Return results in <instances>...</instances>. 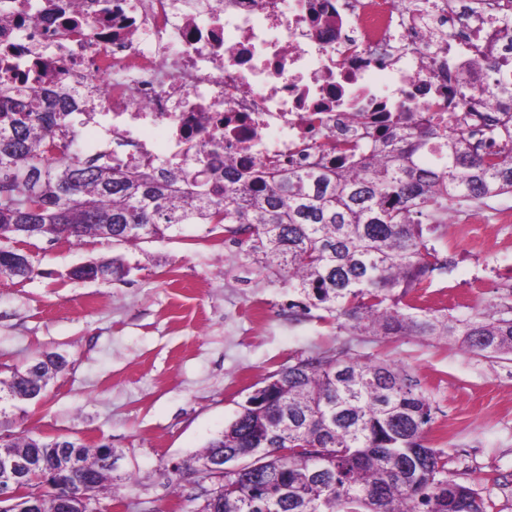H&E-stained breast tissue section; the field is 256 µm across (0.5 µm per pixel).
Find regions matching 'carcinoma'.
Segmentation results:
<instances>
[{
  "mask_svg": "<svg viewBox=\"0 0 512 512\" xmlns=\"http://www.w3.org/2000/svg\"><path fill=\"white\" fill-rule=\"evenodd\" d=\"M71 97L21 88L0 91V273L17 243L87 236L137 245L174 237L184 224H222L237 248L231 268L288 286L290 307L334 319L340 329L384 337H462L487 358L512 355V302L475 306L463 316L415 296L453 256L431 235L448 212L512 195V119H494L488 145L456 132L384 125L380 143L347 169L273 164L243 174L220 169L200 150L198 168L151 161L112 166V152L84 157L70 135L94 113L69 109ZM123 274L116 260L79 269ZM65 363L46 353L26 372L0 381V393L44 388ZM429 397L404 367L316 353L263 381L224 432L173 469L175 486L200 474L207 457L253 466L193 497V512H488L472 488L448 478L451 456L428 445ZM285 448L299 449L288 457ZM40 454L47 466L84 464L80 487H45L36 469L27 486L44 512L59 496L139 484L98 466L100 450L68 448L29 433L0 443L4 453Z\"/></svg>",
  "mask_w": 512,
  "mask_h": 512,
  "instance_id": "1",
  "label": "carcinoma"
}]
</instances>
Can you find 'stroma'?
I'll return each instance as SVG.
<instances>
[{
    "label": "stroma",
    "mask_w": 512,
    "mask_h": 512,
    "mask_svg": "<svg viewBox=\"0 0 512 512\" xmlns=\"http://www.w3.org/2000/svg\"><path fill=\"white\" fill-rule=\"evenodd\" d=\"M437 249L456 267L424 293L438 305L505 296L512 226L440 225ZM25 280L0 274V380L43 353L64 357L39 401L0 406V437L28 430L121 454L137 473L118 512H190L200 491L175 489L171 465L202 450L271 373L317 351L388 359L419 380L435 408L429 445L450 450L448 476L476 490L491 512H512V359L455 342L382 339L289 309L286 287L264 275L240 281L225 259L224 228L186 224L173 238L136 246L89 236L22 244ZM120 258L122 278L71 279L78 265Z\"/></svg>",
    "instance_id": "stroma-1"
}]
</instances>
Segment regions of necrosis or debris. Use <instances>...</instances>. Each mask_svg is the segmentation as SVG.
I'll return each mask as SVG.
<instances>
[{
  "label": "necrosis or debris",
  "instance_id": "1",
  "mask_svg": "<svg viewBox=\"0 0 512 512\" xmlns=\"http://www.w3.org/2000/svg\"><path fill=\"white\" fill-rule=\"evenodd\" d=\"M512 0H0V86L99 89L79 147L339 166L384 122L481 141Z\"/></svg>",
  "mask_w": 512,
  "mask_h": 512
}]
</instances>
